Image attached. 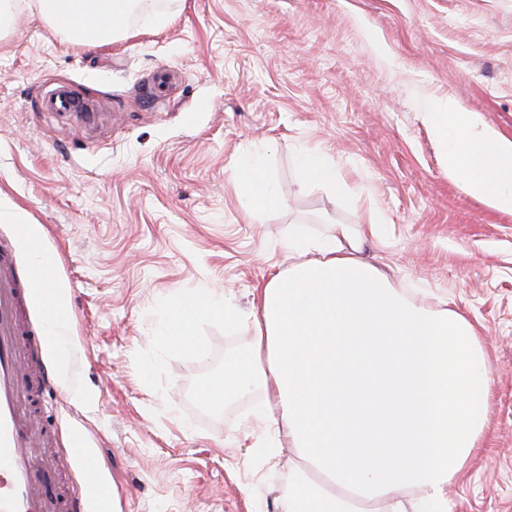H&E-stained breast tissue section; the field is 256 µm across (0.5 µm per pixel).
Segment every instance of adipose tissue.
Wrapping results in <instances>:
<instances>
[{
	"mask_svg": "<svg viewBox=\"0 0 512 512\" xmlns=\"http://www.w3.org/2000/svg\"><path fill=\"white\" fill-rule=\"evenodd\" d=\"M40 16L73 40L120 38L131 11L154 0H36ZM422 112L445 145L448 175L490 207L512 212V138L454 101L426 100ZM234 181L249 214L278 196L260 155H241ZM386 220L330 224L309 237L288 227L292 261L258 289L248 351L224 363L207 397L232 401L262 391L257 418L269 436L268 464L295 451L288 485L271 512H448V487L478 448L488 411L490 369L479 331L461 311L432 309L398 290L366 259ZM181 318L165 334L182 344L190 324L240 316L222 293H172Z\"/></svg>",
	"mask_w": 512,
	"mask_h": 512,
	"instance_id": "obj_1",
	"label": "adipose tissue"
}]
</instances>
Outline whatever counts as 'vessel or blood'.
<instances>
[{
	"instance_id": "1",
	"label": "vessel or blood",
	"mask_w": 512,
	"mask_h": 512,
	"mask_svg": "<svg viewBox=\"0 0 512 512\" xmlns=\"http://www.w3.org/2000/svg\"><path fill=\"white\" fill-rule=\"evenodd\" d=\"M46 111L87 117V105L66 86L42 100ZM35 280L19 278L0 265V512H92L86 493L70 497L51 494L38 463L40 432L31 409V394L23 384L21 348L44 344L42 327L24 321V308ZM87 442L72 433L62 454L68 469L80 465Z\"/></svg>"
}]
</instances>
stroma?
Returning a JSON list of instances; mask_svg holds the SVG:
<instances>
[{"label": "stroma", "mask_w": 512, "mask_h": 512, "mask_svg": "<svg viewBox=\"0 0 512 512\" xmlns=\"http://www.w3.org/2000/svg\"><path fill=\"white\" fill-rule=\"evenodd\" d=\"M161 14L77 43L15 0L0 37V202L39 229L68 298L70 359L46 411L57 443L75 429L92 442L84 470L45 463L50 486L95 474L109 512H252L284 488L291 452L261 464L249 427L267 398L204 406L248 324L205 318L171 347L166 300L215 289L249 314L254 287L286 265L289 225L318 237L328 220L378 212L377 263L414 301H455L491 370L481 447L448 489L450 512H512V213L449 178L417 108L451 98L512 137V0H168ZM58 83L99 119L44 111ZM304 146L330 156L340 192L304 181ZM254 151L279 204L250 221L232 172Z\"/></svg>", "instance_id": "obj_1"}]
</instances>
